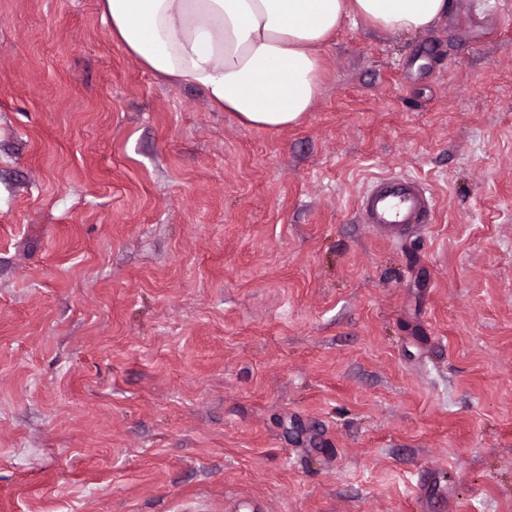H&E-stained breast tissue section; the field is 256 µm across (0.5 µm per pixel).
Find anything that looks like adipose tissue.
I'll return each instance as SVG.
<instances>
[{"label":"adipose tissue","instance_id":"1","mask_svg":"<svg viewBox=\"0 0 512 512\" xmlns=\"http://www.w3.org/2000/svg\"><path fill=\"white\" fill-rule=\"evenodd\" d=\"M112 39L155 76L203 89L247 127L299 124L321 92L320 50L344 22L423 33L448 0H102Z\"/></svg>","mask_w":512,"mask_h":512}]
</instances>
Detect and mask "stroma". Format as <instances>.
<instances>
[{
	"mask_svg": "<svg viewBox=\"0 0 512 512\" xmlns=\"http://www.w3.org/2000/svg\"><path fill=\"white\" fill-rule=\"evenodd\" d=\"M321 55L248 128L0 0V512H512V0ZM434 196L421 182L396 175L377 178L363 194L359 213L373 229L401 233L417 224H429Z\"/></svg>",
	"mask_w": 512,
	"mask_h": 512,
	"instance_id": "1",
	"label": "stroma"
}]
</instances>
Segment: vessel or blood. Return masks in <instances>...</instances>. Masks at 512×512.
<instances>
[{"label": "vessel or blood", "instance_id": "1", "mask_svg": "<svg viewBox=\"0 0 512 512\" xmlns=\"http://www.w3.org/2000/svg\"><path fill=\"white\" fill-rule=\"evenodd\" d=\"M434 196L421 182L396 175L377 178L363 194L359 213L362 223L377 230L401 233L430 223Z\"/></svg>", "mask_w": 512, "mask_h": 512}]
</instances>
